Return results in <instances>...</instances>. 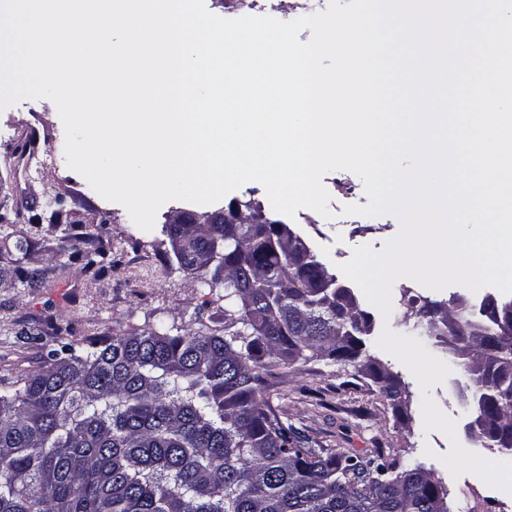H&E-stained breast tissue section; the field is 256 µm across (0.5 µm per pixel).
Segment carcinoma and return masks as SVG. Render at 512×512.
<instances>
[{
  "mask_svg": "<svg viewBox=\"0 0 512 512\" xmlns=\"http://www.w3.org/2000/svg\"><path fill=\"white\" fill-rule=\"evenodd\" d=\"M181 268L209 274L224 327L132 328L56 346L0 392V512H448V489L379 449L325 448L271 405L281 370L350 363L392 407L408 386L366 352L372 319L311 243L255 199L198 215ZM224 240V262L200 257ZM110 229L64 249L112 270ZM224 266V275L218 274ZM402 324L469 380L468 438L512 464V299L400 288Z\"/></svg>",
  "mask_w": 512,
  "mask_h": 512,
  "instance_id": "obj_1",
  "label": "carcinoma"
}]
</instances>
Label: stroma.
I'll return each mask as SVG.
<instances>
[{
  "label": "stroma",
  "instance_id": "obj_1",
  "mask_svg": "<svg viewBox=\"0 0 512 512\" xmlns=\"http://www.w3.org/2000/svg\"><path fill=\"white\" fill-rule=\"evenodd\" d=\"M32 125L51 142L42 146L23 190L0 195V213L18 215L16 223H0V380L41 371L40 341L56 325L71 327L79 338L132 327L161 332L198 320L222 327L224 315L212 304L203 276L179 268L160 229L167 215L191 208L201 213L204 205L168 201L156 214L155 228L143 231L124 206L104 199L68 167L64 127L50 100L24 99L0 110V143L20 138ZM376 220V233H353L351 225L332 217L301 231L334 268L351 258L354 247L368 244L379 251L398 235L396 216ZM103 221L111 230L116 267L97 280L62 247L68 238L96 233ZM31 270L39 273L36 281H21V273ZM400 289L391 290L390 316L369 301L361 306L373 320L369 354L398 373L413 395L406 414L396 412L354 366L318 360L285 370L274 408L323 446L379 448L432 469L448 488L450 512H473L483 496L498 500L486 512H499L502 502L512 506V467L497 453L472 451L465 434L466 377L405 335Z\"/></svg>",
  "mask_w": 512,
  "mask_h": 512
}]
</instances>
